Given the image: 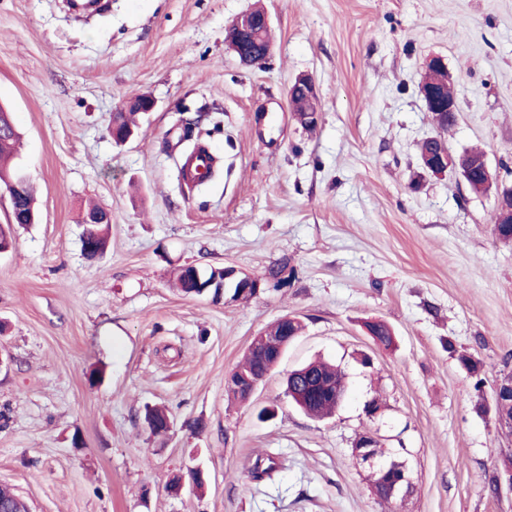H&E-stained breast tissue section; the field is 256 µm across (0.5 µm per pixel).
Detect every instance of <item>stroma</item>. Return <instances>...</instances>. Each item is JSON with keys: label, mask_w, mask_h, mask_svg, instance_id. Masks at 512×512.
<instances>
[{"label": "stroma", "mask_w": 512, "mask_h": 512, "mask_svg": "<svg viewBox=\"0 0 512 512\" xmlns=\"http://www.w3.org/2000/svg\"><path fill=\"white\" fill-rule=\"evenodd\" d=\"M256 8L273 51L246 66L227 32ZM433 56L456 79L449 149L512 165V0H111L88 21L63 0H0V107L39 211L0 254V485L31 512H512V490L488 486L512 463L493 410L512 372V243L493 233L494 195L421 167ZM302 75L312 130L289 95ZM139 94L157 109L116 145L112 115ZM200 115L220 126L219 173L185 192L178 137ZM91 204L112 216L94 258ZM187 265L262 285L246 302L186 295L171 279ZM285 315L302 334L249 402L228 400L252 338ZM316 358L346 374L323 420L285 385ZM154 405L166 436L143 422ZM367 431L377 463L409 472L397 507L353 451ZM198 466L203 491L172 492ZM292 92L301 93L299 95L293 94L291 96V102L294 109H296L297 112H301L297 113V118L300 123L304 126H317L319 111L316 103L317 94L313 80L310 77H300L296 79L290 88V94ZM302 94L311 103V108L306 112L304 111L310 107V103Z\"/></svg>", "instance_id": "obj_1"}]
</instances>
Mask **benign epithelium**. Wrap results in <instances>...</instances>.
I'll return each mask as SVG.
<instances>
[{"label":"benign epithelium","mask_w":512,"mask_h":512,"mask_svg":"<svg viewBox=\"0 0 512 512\" xmlns=\"http://www.w3.org/2000/svg\"><path fill=\"white\" fill-rule=\"evenodd\" d=\"M235 32V39L230 42L232 51L237 55L240 62L247 66H254L264 63L270 57V49L259 53L252 50L250 43L255 41L258 31L257 19L249 13L239 15L231 26ZM425 80L421 84L420 94L426 104L427 111L432 114V119L441 125L448 122V116L458 112L457 100L448 96L446 90L448 85L453 83V77L447 69L444 59L439 56L430 58L425 65ZM290 91L303 94L311 103V108L306 112L297 114V118L304 126L315 127L319 120V111L316 103V88L313 80L309 77H300L292 84ZM157 107L156 100L148 95H138L127 101L123 111L131 109L139 112H153ZM423 169L426 173L439 176L450 170H458L464 179H469V172L472 164L481 168V181L476 185H469L475 194L484 195L490 191L496 192V208L494 219L498 224H512V185H506L501 179L499 170L494 169L488 163L486 156H481L473 161L465 155L455 156L446 145H441L432 153L421 157ZM261 281L249 274L242 273L233 267L224 268V279L207 283L204 290L208 291L215 287L223 290L225 288L237 289L236 300L247 301L259 292ZM294 340V337L282 339L278 336H267L260 334L254 339V346L263 350L269 346L277 349L276 360H281L285 350ZM266 375H246L239 380V387L244 389V401H249L259 385L264 381ZM512 405V374L501 377L493 393V406L496 420L502 426L512 427V418H507L502 411L503 406ZM380 442L373 432H364L356 439L353 450L355 454L365 462H372L376 457L374 449L379 447ZM377 472L384 478L383 489L391 497L404 498L411 488V479L407 470L394 476L390 474L387 466L381 465Z\"/></svg>","instance_id":"benign-epithelium-1"}]
</instances>
